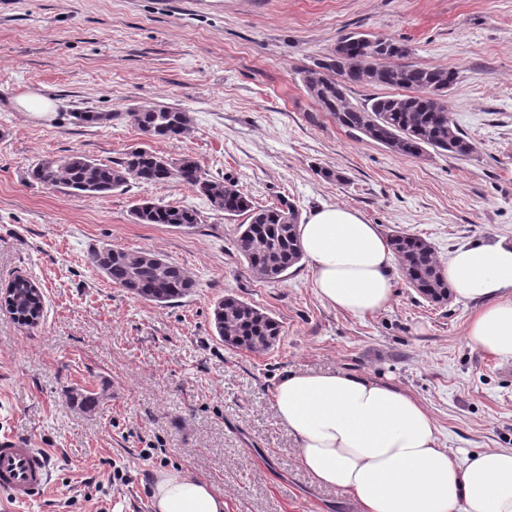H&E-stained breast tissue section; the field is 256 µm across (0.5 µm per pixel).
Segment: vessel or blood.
Listing matches in <instances>:
<instances>
[{"instance_id": "obj_1", "label": "vessel or blood", "mask_w": 512, "mask_h": 512, "mask_svg": "<svg viewBox=\"0 0 512 512\" xmlns=\"http://www.w3.org/2000/svg\"><path fill=\"white\" fill-rule=\"evenodd\" d=\"M48 457L42 449L30 447L26 440L0 438V493L25 502L49 482Z\"/></svg>"}]
</instances>
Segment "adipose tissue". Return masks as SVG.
<instances>
[{
	"label": "adipose tissue",
	"mask_w": 512,
	"mask_h": 512,
	"mask_svg": "<svg viewBox=\"0 0 512 512\" xmlns=\"http://www.w3.org/2000/svg\"><path fill=\"white\" fill-rule=\"evenodd\" d=\"M319 297L366 316L394 294L396 256L377 225L348 207L325 205L298 227ZM445 274L454 295L475 302L470 346L512 360V241L480 240L456 250ZM273 408L294 436L302 467L335 487L359 512H512V448L458 462L441 448L423 405L396 386L344 372H291ZM154 512H224V497L182 469L157 475Z\"/></svg>",
	"instance_id": "1"
}]
</instances>
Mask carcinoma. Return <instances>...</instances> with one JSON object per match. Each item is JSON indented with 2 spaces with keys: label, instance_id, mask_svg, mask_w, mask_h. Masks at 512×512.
<instances>
[{
  "label": "carcinoma",
  "instance_id": "carcinoma-1",
  "mask_svg": "<svg viewBox=\"0 0 512 512\" xmlns=\"http://www.w3.org/2000/svg\"><path fill=\"white\" fill-rule=\"evenodd\" d=\"M348 39L352 46L344 59L328 54L317 68L308 70L304 79L307 93L323 111L340 126L401 155L419 156L428 148L456 157L471 155L470 140L448 111V91L457 83L458 71L403 63L401 59L409 55V48L393 39L375 36L372 42L365 43L361 34H352ZM392 58L400 63L384 64ZM340 64L356 69L358 80L401 89L403 93L354 104L348 100L349 88H336L334 77ZM130 117L142 133L153 139H178L190 131L187 113L163 104H141L130 112ZM28 176L42 187L88 197L122 191L133 181L186 184L205 198L211 209L226 217L248 214L249 223L239 225L236 248L256 278L282 281L303 258L297 234L299 213L292 203L282 199L277 205L256 208L234 182L215 179L189 156L172 160L154 151L135 149L112 165L73 152L38 160ZM133 218L139 224L180 228H192L200 222L193 209L153 201L138 205ZM389 241L400 260L405 282L434 303L448 301L450 288L444 266L437 261L430 243L405 231L393 232ZM89 261L112 284L157 304L173 303L195 288L194 280L182 267L156 253L129 252L105 244L91 252ZM11 287L18 313L41 318L43 294L37 285L18 277ZM213 322L224 344L249 352L270 349L281 335V325L275 318L233 296L217 301ZM69 402L91 411L98 398L91 392H73Z\"/></svg>",
  "mask_w": 512,
  "mask_h": 512
}]
</instances>
